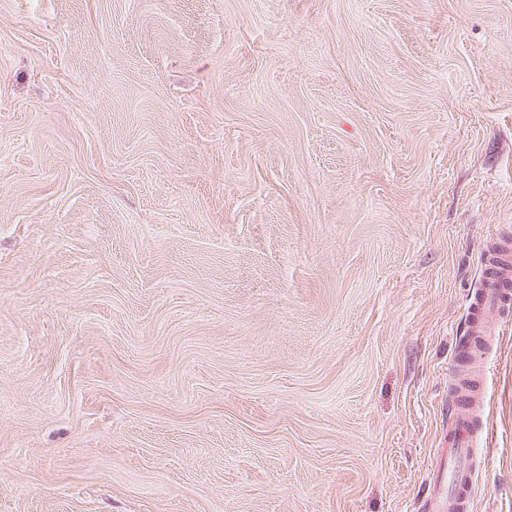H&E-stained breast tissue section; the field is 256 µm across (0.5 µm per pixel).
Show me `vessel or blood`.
Listing matches in <instances>:
<instances>
[{
  "label": "vessel or blood",
  "mask_w": 512,
  "mask_h": 512,
  "mask_svg": "<svg viewBox=\"0 0 512 512\" xmlns=\"http://www.w3.org/2000/svg\"><path fill=\"white\" fill-rule=\"evenodd\" d=\"M484 273L469 298L466 329L469 336H496L512 305V244L505 242L483 258ZM476 388H469L450 416L441 448L430 459L432 484L422 512H472L475 499L472 466V404Z\"/></svg>",
  "instance_id": "b4317fda"
}]
</instances>
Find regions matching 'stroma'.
I'll return each instance as SVG.
<instances>
[{"label": "stroma", "instance_id": "stroma-1", "mask_svg": "<svg viewBox=\"0 0 512 512\" xmlns=\"http://www.w3.org/2000/svg\"><path fill=\"white\" fill-rule=\"evenodd\" d=\"M503 237L512 0H0V512H417Z\"/></svg>", "mask_w": 512, "mask_h": 512}]
</instances>
